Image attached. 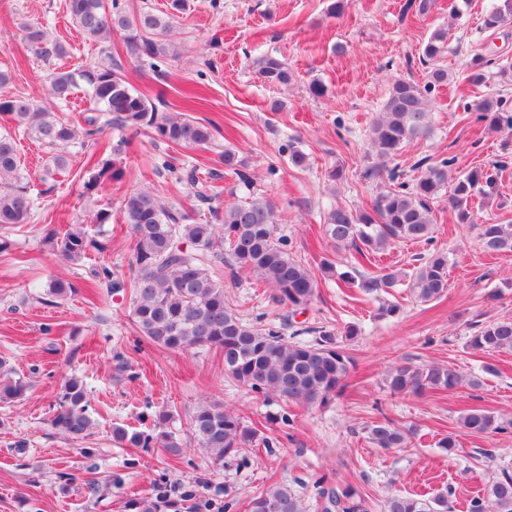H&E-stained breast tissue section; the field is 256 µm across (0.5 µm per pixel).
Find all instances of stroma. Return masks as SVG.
<instances>
[{
    "mask_svg": "<svg viewBox=\"0 0 512 512\" xmlns=\"http://www.w3.org/2000/svg\"><path fill=\"white\" fill-rule=\"evenodd\" d=\"M330 2L190 0L171 33L174 54L160 76L134 66L121 34H113L112 55L130 83L148 93L164 90L167 110L218 123L222 135L214 148L172 150L108 126L95 148H71L68 173L45 183L39 178L45 147L21 138V162L37 209L29 223L10 232L8 246L0 251V358L29 388L21 400L0 403V512H129V503L161 495L180 504H209L210 512H245L249 499L271 483L308 484L323 472L356 488L374 512H382L388 494L431 498L448 487L454 491L452 512H467L469 499L501 469L512 471V429L479 437L459 421L465 410L481 408L512 422V353L487 354L469 345L476 324L512 317V256L487 255L477 240L479 224L512 221V166L499 172L492 197L475 198L474 224L456 223L447 201L435 202L432 243H401L359 263L353 251L335 252L323 234L328 211L361 209L385 186V179L364 176L382 164L369 145V128L394 79L425 82L419 48L438 27L448 29L449 50L440 64L449 80L431 94L430 135L408 143L395 166L409 172L421 158L454 156L459 168L471 169L512 157V129L476 123L471 111L474 101L485 97L512 110V83H501L493 73L479 87L465 80V66L479 49L512 71V23L493 34L482 30L492 0H469L457 16L452 0H434L424 16L406 12V0H344L336 15L328 10ZM25 23L47 27L67 43L68 56L48 63L28 52L21 31ZM266 55L287 64L288 85L273 88L260 80L255 63ZM101 57L100 45L73 27L68 0H0V69L11 72L9 92L39 98L57 118L81 121L89 111L85 89L63 104L45 95V79L53 68L92 67ZM315 81L325 87L323 96L312 95ZM273 99L281 101L280 111H269ZM123 138L130 143L123 181L87 193L84 169ZM292 147L307 155L306 166L291 165ZM227 149L245 160L252 184L225 174L218 182L221 203L270 198L279 235L287 238L290 255L315 271L318 290L306 312L292 315L249 274L227 280L218 261L213 276L223 280L226 301L248 321L263 313L334 333L354 367L348 387L326 406L288 408L235 386L224 377L222 355L160 348L139 336L129 317V293L89 286L94 268L129 270L130 240L118 213L126 191L150 186L170 205L191 207L193 188L161 169L163 157L174 155L204 176ZM336 166L343 177L329 181ZM103 208L113 217L99 248L81 262L63 261L48 243L47 230L91 220ZM436 249L448 254L444 296L422 303L398 289L392 301L400 311L394 316L379 315L374 296L340 279L345 271L376 273L390 265L409 271ZM331 253L337 256L333 276L320 270L322 258ZM55 276L71 283L72 292L47 296L45 285ZM350 325L358 336L345 337ZM118 354L128 362L127 371H117ZM405 359L452 365L469 382L421 396L390 394L384 374ZM489 365L494 373H486ZM72 376L83 380L98 422L82 443L49 425L61 386ZM204 398L223 403L247 426L272 437V448L258 443L216 464L194 445L172 458L164 448L123 446L112 438L116 425L152 430L156 414L167 409L169 431L187 439L188 415ZM286 409L293 416L289 427L279 420ZM383 416L411 428L409 447H372L366 427ZM449 435L457 441L450 454L437 446ZM92 477L99 483L95 493L86 485Z\"/></svg>",
    "mask_w": 512,
    "mask_h": 512,
    "instance_id": "stroma-1",
    "label": "stroma"
}]
</instances>
